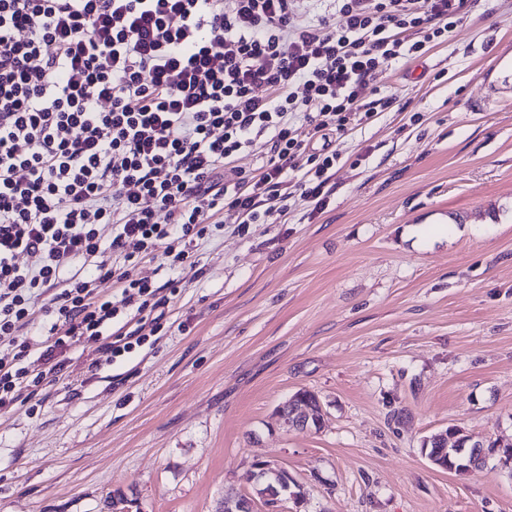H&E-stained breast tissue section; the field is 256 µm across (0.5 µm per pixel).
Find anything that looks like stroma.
Wrapping results in <instances>:
<instances>
[{
  "label": "stroma",
  "instance_id": "1",
  "mask_svg": "<svg viewBox=\"0 0 512 512\" xmlns=\"http://www.w3.org/2000/svg\"><path fill=\"white\" fill-rule=\"evenodd\" d=\"M512 0H465L421 57L376 79L393 103L336 148L326 209L233 225L176 281L167 323L91 374L0 415V512H224L273 460L299 512H512V470L430 464L451 426L512 442ZM315 392L320 428L277 409Z\"/></svg>",
  "mask_w": 512,
  "mask_h": 512
}]
</instances>
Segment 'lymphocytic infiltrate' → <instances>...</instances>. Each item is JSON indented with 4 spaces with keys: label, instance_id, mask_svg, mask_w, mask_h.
<instances>
[{
    "label": "lymphocytic infiltrate",
    "instance_id": "lymphocytic-infiltrate-1",
    "mask_svg": "<svg viewBox=\"0 0 512 512\" xmlns=\"http://www.w3.org/2000/svg\"><path fill=\"white\" fill-rule=\"evenodd\" d=\"M332 2L337 25L299 16V0H0L1 413L75 347L108 364L162 330L168 298L139 264H182L227 220L322 210L339 154L308 140L390 104L379 71L439 43L463 6ZM260 137L261 172L226 178Z\"/></svg>",
    "mask_w": 512,
    "mask_h": 512
}]
</instances>
